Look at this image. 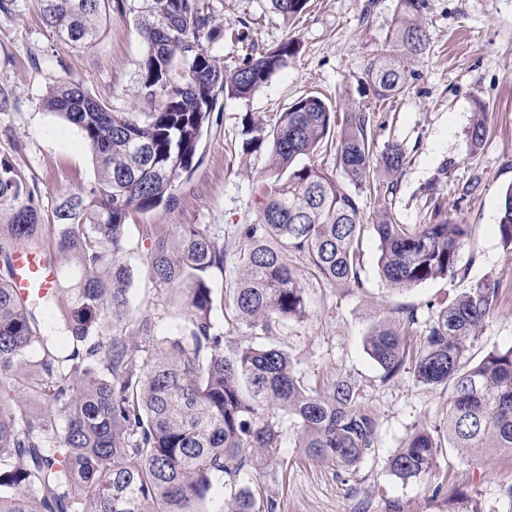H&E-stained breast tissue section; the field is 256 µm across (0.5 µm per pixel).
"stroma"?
Listing matches in <instances>:
<instances>
[{
    "label": "stroma",
    "mask_w": 512,
    "mask_h": 512,
    "mask_svg": "<svg viewBox=\"0 0 512 512\" xmlns=\"http://www.w3.org/2000/svg\"><path fill=\"white\" fill-rule=\"evenodd\" d=\"M208 2L218 22L246 21L259 48L294 37L303 49L251 98H224L200 145L198 163L176 187L173 206L132 213L125 228V261L133 270L131 323L151 319L160 337L177 334L183 323L180 292L156 287L143 268L154 241L175 236L182 225L221 233L227 262L212 278L215 291H223L225 279L236 275L235 263L250 246L238 228L257 218L254 187L264 166L260 155L247 165L241 161L245 115L270 122L308 93L372 113L377 144L398 142L406 161L392 194L362 193L366 220L385 212L398 224L423 223L431 209L426 187L438 182L449 220L473 227L458 253L466 276L392 290L379 278L377 242L368 234L360 249V283L350 289L326 282L305 258L294 257L306 314L273 333L259 336L237 325L231 306L216 310L227 340L287 350L305 384L320 389L339 377L357 381L365 406L379 422L375 452L353 473L343 474L308 460L294 446L290 421H283L278 459L253 484L272 502V512H389L394 504L400 512H448L446 493L455 489L494 512H512V499L505 495L512 487L509 456L467 464L447 448L423 478L403 482L390 474L387 460L414 426L443 420L449 392L408 377L383 382L364 350V338L376 324L418 336L434 315L431 301L488 277L499 279L500 293L477 348L512 345V252L496 229L503 194L512 185V0H426L429 47L407 62L409 91L384 103L360 79L385 41L396 0H310L292 22L274 13L268 0ZM143 52L137 20L129 13L110 11L100 42L78 51L45 27L39 0H9L0 8V155L15 157L26 178L37 183L45 208H52L57 195L86 186L96 173L81 131L44 107L49 85L78 82L112 110L135 111L132 92ZM481 105L490 114V131L474 151L468 133ZM469 180L478 187L461 196ZM411 313L417 317L413 326L407 322ZM438 485L444 493L437 497Z\"/></svg>",
    "instance_id": "obj_1"
}]
</instances>
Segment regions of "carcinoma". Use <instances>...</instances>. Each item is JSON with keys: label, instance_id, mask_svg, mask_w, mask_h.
I'll use <instances>...</instances> for the list:
<instances>
[{"label": "carcinoma", "instance_id": "1", "mask_svg": "<svg viewBox=\"0 0 512 512\" xmlns=\"http://www.w3.org/2000/svg\"><path fill=\"white\" fill-rule=\"evenodd\" d=\"M44 23L80 48L102 32L108 0H39ZM114 0L136 14L145 46L134 96L137 112H114L81 84L59 81L43 99L82 133L96 176L78 193L56 197L51 216L39 190L7 155L0 156V382H26L46 403L30 415L0 401V512H208L216 483L221 512H265L245 475L272 465L281 448L275 414L296 425L295 446L321 465L347 470L377 448L375 414L363 389L338 379L322 390L294 375L288 351L224 343L213 313L219 300L210 277L224 272L217 237L185 224L158 239L143 259L149 280L184 292L188 312L174 336L159 338L151 321L128 328L133 274L124 264L125 226L134 211L170 206L174 188L191 171L219 97H251L302 49L295 38L248 54L227 71L202 39L243 43L245 23L225 28L207 0ZM290 21L309 0H270ZM426 0H397L388 48L372 56L364 81L385 102L409 88L407 60L423 54L429 34ZM489 113L478 108L469 130L472 150L483 143ZM242 160L266 150L256 184L258 220L242 228L251 245L238 258V276L224 288L240 324L268 335L273 326L305 314V298L291 257L301 254L325 281L359 283V245L365 231L378 241L377 266L387 287L404 291L461 273L458 252L469 224H453L433 199L423 224H396L383 214L363 221L361 193H393L377 168L397 173L406 154L391 142L376 151L372 114L338 112L316 95L296 99L268 132L245 118ZM336 137V169L314 155ZM512 247V186L497 224ZM37 251L66 262L68 305L53 334L36 308L12 287L11 253ZM493 278L441 299L434 318L413 343L384 326L364 349L382 380L404 374L418 385L449 389L448 415L417 425L387 461L406 482L424 477L442 448L463 458L512 454V346L475 358L479 333L494 309ZM157 354L145 355L144 344ZM449 512H485L460 493Z\"/></svg>", "mask_w": 512, "mask_h": 512}]
</instances>
